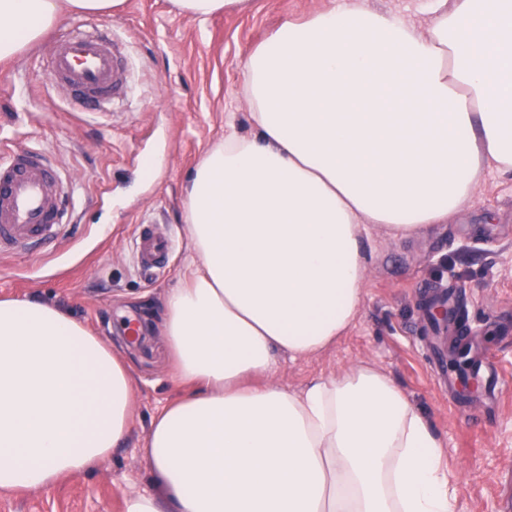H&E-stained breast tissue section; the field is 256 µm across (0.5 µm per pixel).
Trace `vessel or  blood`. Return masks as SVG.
Segmentation results:
<instances>
[{"mask_svg":"<svg viewBox=\"0 0 512 512\" xmlns=\"http://www.w3.org/2000/svg\"><path fill=\"white\" fill-rule=\"evenodd\" d=\"M45 71L51 90L107 117L112 103L126 93V44L112 36L108 26L89 19L51 40ZM72 191L69 174L41 144L32 142L0 154V253L19 255L54 244ZM172 247L170 237L144 224L135 240V258L150 270L161 265Z\"/></svg>","mask_w":512,"mask_h":512,"instance_id":"b4317fda","label":"vessel or blood"}]
</instances>
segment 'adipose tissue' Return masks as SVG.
<instances>
[{
    "instance_id": "ef3b65f1",
    "label": "adipose tissue",
    "mask_w": 512,
    "mask_h": 512,
    "mask_svg": "<svg viewBox=\"0 0 512 512\" xmlns=\"http://www.w3.org/2000/svg\"><path fill=\"white\" fill-rule=\"evenodd\" d=\"M121 0H0V60L68 14ZM426 28L345 0L248 55L255 136L188 178L198 266L165 299L187 396L152 420L161 497L125 512H454L447 450L390 376L360 361L298 391L275 357L328 349L364 301L363 236L408 237L512 172V0H431ZM119 351L59 306L0 298V490L91 470L129 432Z\"/></svg>"
}]
</instances>
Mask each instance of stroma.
<instances>
[{
  "label": "stroma",
  "instance_id": "1",
  "mask_svg": "<svg viewBox=\"0 0 512 512\" xmlns=\"http://www.w3.org/2000/svg\"><path fill=\"white\" fill-rule=\"evenodd\" d=\"M344 0H244L208 19L171 0H122L104 23L129 43L126 96L96 120L48 92L35 44L0 74V149L41 143L74 176L81 203L62 244L0 255V296L60 306L117 347L133 375L131 429L95 468L40 491L0 490V512H125L134 494H158L144 446L152 418L190 393L174 378L162 332L166 294L197 258L184 220L190 171L228 131L250 133L242 91L251 50L284 20H303ZM142 224L170 233L175 248L155 279L137 269ZM364 303L354 325L325 351L282 355L274 379L297 391L361 360L382 368L429 418L448 450L455 512H506L512 502V176L490 172L473 204L407 238L369 225ZM437 285L460 291L463 314L490 352L482 386L447 392L420 334L424 297ZM139 341L127 342L128 319Z\"/></svg>",
  "mask_w": 512,
  "mask_h": 512
}]
</instances>
